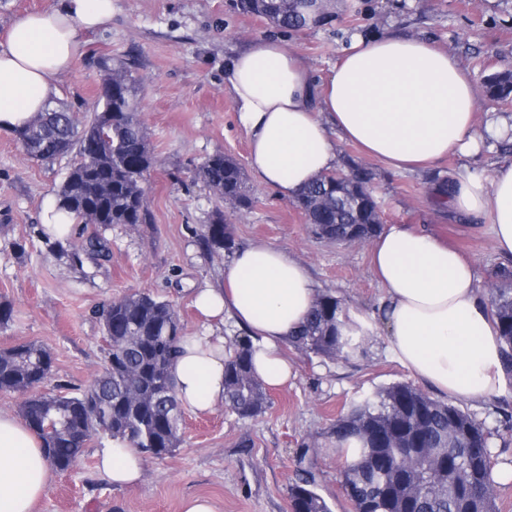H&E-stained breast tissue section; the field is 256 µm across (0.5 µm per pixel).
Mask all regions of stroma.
Masks as SVG:
<instances>
[{
  "label": "stroma",
  "instance_id": "1",
  "mask_svg": "<svg viewBox=\"0 0 512 512\" xmlns=\"http://www.w3.org/2000/svg\"><path fill=\"white\" fill-rule=\"evenodd\" d=\"M262 17L235 10L230 0H112V21L87 35L82 54L60 84L58 103L92 111L104 67L135 59L142 83L141 112L157 164L148 177L152 221L130 230L113 226L108 260L76 268L40 236L44 198L58 191L72 162L65 155L27 160L15 135L0 133V300L13 318L0 326V349L35 342L53 356L51 384L87 387L104 369L102 330L95 315L114 298L148 291L173 301L186 335L202 320L196 290L219 287L224 257L205 254L197 240L222 202L198 179V167L216 153L245 165L248 144L224 91V59L246 41L273 35ZM411 34L452 52L475 81L479 122L512 117V102L486 92L488 75L512 72V0H338L335 18L286 36V43L326 77L353 36ZM504 140L484 136L478 153L449 155L433 173H398L339 143V166L373 171L374 194L386 224H421L472 257L478 286L489 292L499 256L490 215L464 219L435 206L430 176L470 170L490 175L505 155ZM254 203L231 215L236 246L264 242L293 252L320 289L348 308L373 312L383 295L369 268L368 244L329 243L313 236L296 201L279 198L252 171L244 173ZM297 377L270 390L271 404L243 419L217 406L185 411L181 444L172 456L146 461L141 483L118 487L99 472L96 452L109 445L94 436L71 470L53 472L35 512H182L185 499H210L216 512H290L287 489L302 445L315 452L318 491L333 512H353L341 487L344 467L330 427L355 403L398 382L412 381L383 333L366 341L364 356L330 361L288 349ZM462 410L485 422L499 449L498 466L512 465V384L492 400Z\"/></svg>",
  "mask_w": 512,
  "mask_h": 512
}]
</instances>
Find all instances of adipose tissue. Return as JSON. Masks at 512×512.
I'll list each match as a JSON object with an SVG mask.
<instances>
[{
	"label": "adipose tissue",
	"instance_id": "adipose-tissue-1",
	"mask_svg": "<svg viewBox=\"0 0 512 512\" xmlns=\"http://www.w3.org/2000/svg\"><path fill=\"white\" fill-rule=\"evenodd\" d=\"M111 20L112 0H50L13 17L0 42V133H16L52 107L86 35ZM224 90L247 136L253 174L285 200L336 168L342 141L410 172L479 147L472 77L455 55L416 36L355 39L322 80L283 41L257 40L225 58ZM455 182L450 207L490 214L493 246L512 259V156L498 161L491 176L467 173ZM369 261L384 296L378 313L353 310L350 318L381 328L395 358L437 394L462 401L501 394L512 377L502 366V341L473 260L426 228L389 224L373 238ZM316 294L289 250L254 243L234 252L221 287L196 292L194 304L207 320L228 318L244 329L255 375L279 388L296 376L283 347ZM225 354L223 336L186 337L173 367L183 406L206 413L223 402ZM144 465L118 440L99 454V470L116 486L140 481ZM51 474L41 439L0 413V512H33Z\"/></svg>",
	"mask_w": 512,
	"mask_h": 512
}]
</instances>
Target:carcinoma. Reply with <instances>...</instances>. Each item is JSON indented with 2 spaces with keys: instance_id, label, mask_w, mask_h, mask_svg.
Masks as SVG:
<instances>
[{
  "instance_id": "cac0c4a2",
  "label": "carcinoma",
  "mask_w": 512,
  "mask_h": 512,
  "mask_svg": "<svg viewBox=\"0 0 512 512\" xmlns=\"http://www.w3.org/2000/svg\"><path fill=\"white\" fill-rule=\"evenodd\" d=\"M234 8L270 21L277 29L303 30L331 16L336 0H233ZM126 60L106 70L92 113L84 118L66 106L36 114L17 134L24 155L45 161L76 151L56 197L77 224L58 250L74 266L108 255L104 232L114 224H149L147 175L155 166L140 110L141 85ZM487 92L512 97V73H495ZM199 176L222 201L248 210L254 200L239 164L216 153ZM373 173H325L297 199L313 234L342 243L353 225L362 238L381 229L369 184ZM81 224L99 229L86 236ZM201 242L211 254L234 246L233 227L221 209L203 225ZM503 341L502 364L512 371V288H495L489 300ZM108 342L103 372L84 389L38 391L53 367L51 352L22 342L0 349V392L22 396L18 414L41 437L53 467L67 470L91 438L103 434L129 443L139 454L163 458L179 447L182 411L172 366L182 352L184 326L173 304L150 292L113 300L97 313ZM366 336L330 293L316 299L302 330L291 338L297 351L348 361L364 353ZM252 342L237 336L224 359V405L243 418L265 412L270 398L254 375ZM339 445H355L357 459L341 472L354 512H498L491 432L451 402L408 383H394L354 406L330 430ZM310 448H301L288 486L291 512H332L318 492Z\"/></svg>"
}]
</instances>
